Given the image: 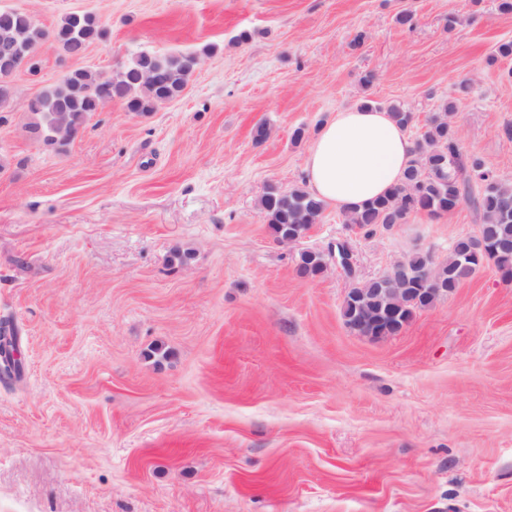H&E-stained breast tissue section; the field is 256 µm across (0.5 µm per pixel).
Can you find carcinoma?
<instances>
[{"instance_id": "carcinoma-1", "label": "carcinoma", "mask_w": 512, "mask_h": 512, "mask_svg": "<svg viewBox=\"0 0 512 512\" xmlns=\"http://www.w3.org/2000/svg\"><path fill=\"white\" fill-rule=\"evenodd\" d=\"M58 47L77 57L100 39L105 31L91 13H70L55 27ZM45 32L26 12L0 9V62L15 51L29 55L27 69L36 72ZM193 57L157 56L141 53L119 76L79 68L56 86L42 92L28 104L36 120L28 126L31 136L47 145L65 146L78 134L87 117L101 108L104 98L125 103L131 112L145 114L178 97L184 90ZM150 67L157 79L145 81L140 72ZM472 201L481 216L480 235L458 238L448 258L434 263L439 287L452 292L485 262L497 268H512V184L501 180L484 162L462 152L448 119H430L416 147V156L404 180L389 194L379 197L350 214L345 222L370 236L378 226L404 224L412 213L439 216L455 210L463 200ZM260 207L273 233L297 235L316 223L324 203L303 189L283 192L269 189ZM322 257L315 252L298 256L300 276L315 273ZM427 256L420 253L406 259V275L388 276L385 281L363 282L365 288H412L414 275L424 269Z\"/></svg>"}]
</instances>
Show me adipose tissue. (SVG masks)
Returning <instances> with one entry per match:
<instances>
[{"instance_id":"obj_1","label":"adipose tissue","mask_w":512,"mask_h":512,"mask_svg":"<svg viewBox=\"0 0 512 512\" xmlns=\"http://www.w3.org/2000/svg\"><path fill=\"white\" fill-rule=\"evenodd\" d=\"M414 144L390 112L354 108L336 113L308 150V191L349 212L398 186Z\"/></svg>"}]
</instances>
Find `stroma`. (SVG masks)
<instances>
[{
    "label": "stroma",
    "mask_w": 512,
    "mask_h": 512,
    "mask_svg": "<svg viewBox=\"0 0 512 512\" xmlns=\"http://www.w3.org/2000/svg\"><path fill=\"white\" fill-rule=\"evenodd\" d=\"M499 2L0 0L106 31L79 58L46 44L0 125V321L23 362L0 378V512H512V283L485 266L382 340L342 315L353 282L446 258L473 210L368 236L328 204L289 245L259 206L304 187L319 127L367 100L412 112L414 141L447 114L512 183ZM144 51L196 57L179 97L112 102L63 147L30 137L29 101L66 72ZM344 240L355 277L297 276L301 250Z\"/></svg>",
    "instance_id": "1"
}]
</instances>
